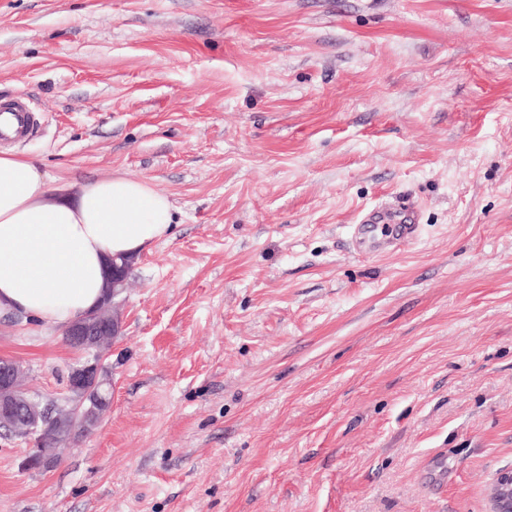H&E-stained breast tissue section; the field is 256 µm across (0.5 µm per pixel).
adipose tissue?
I'll use <instances>...</instances> for the list:
<instances>
[{"instance_id":"ef3b65f1","label":"adipose tissue","mask_w":512,"mask_h":512,"mask_svg":"<svg viewBox=\"0 0 512 512\" xmlns=\"http://www.w3.org/2000/svg\"><path fill=\"white\" fill-rule=\"evenodd\" d=\"M173 210L148 181L54 188L33 162L0 151V311L69 325L102 302L107 258L139 256L166 235Z\"/></svg>"}]
</instances>
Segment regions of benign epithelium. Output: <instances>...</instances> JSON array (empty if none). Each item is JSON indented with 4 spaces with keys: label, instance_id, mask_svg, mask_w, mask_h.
Segmentation results:
<instances>
[{
    "label": "benign epithelium",
    "instance_id": "7a95c632",
    "mask_svg": "<svg viewBox=\"0 0 512 512\" xmlns=\"http://www.w3.org/2000/svg\"><path fill=\"white\" fill-rule=\"evenodd\" d=\"M133 263L132 257L112 259L109 265L112 297L65 329L68 345L85 354L84 361L71 367L68 375L73 418L64 420L54 416L43 423L29 419L14 400L13 392L18 384L15 366L10 360H0V427L13 432L20 422L27 423L23 433L19 434L29 448L25 459L27 469L53 467L70 450L71 444L91 433L99 424L102 411L98 409V389L111 384L104 350L122 335L123 318L118 297L126 291ZM61 435L65 440L51 445L53 438ZM489 503L490 512H512L511 466L496 473L490 486Z\"/></svg>",
    "mask_w": 512,
    "mask_h": 512
}]
</instances>
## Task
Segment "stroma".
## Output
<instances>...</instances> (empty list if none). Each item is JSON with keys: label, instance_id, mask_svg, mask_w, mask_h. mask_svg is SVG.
<instances>
[{"label": "stroma", "instance_id": "35a3bbf8", "mask_svg": "<svg viewBox=\"0 0 512 512\" xmlns=\"http://www.w3.org/2000/svg\"><path fill=\"white\" fill-rule=\"evenodd\" d=\"M50 185L144 179L112 404L0 512H488L512 465V0H0ZM379 209L415 224L357 253ZM63 399V330L0 357Z\"/></svg>", "mask_w": 512, "mask_h": 512}]
</instances>
